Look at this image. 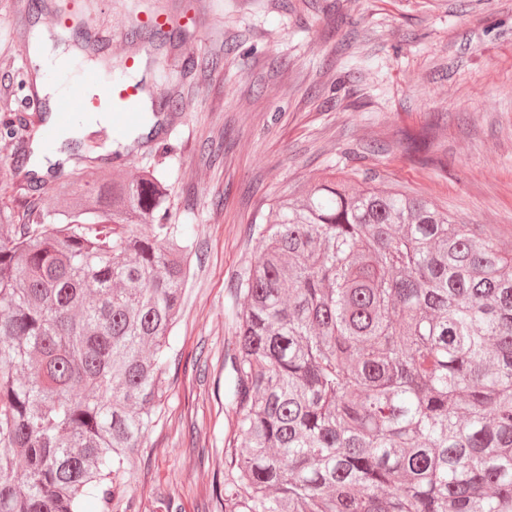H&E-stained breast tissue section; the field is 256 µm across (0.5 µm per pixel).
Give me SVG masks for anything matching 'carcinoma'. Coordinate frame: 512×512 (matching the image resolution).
I'll use <instances>...</instances> for the list:
<instances>
[{"mask_svg":"<svg viewBox=\"0 0 512 512\" xmlns=\"http://www.w3.org/2000/svg\"><path fill=\"white\" fill-rule=\"evenodd\" d=\"M401 148L445 166L428 129ZM358 177L251 228L224 512H512V255ZM27 188L0 185V512H139L114 496L140 478L194 242L155 169Z\"/></svg>","mask_w":512,"mask_h":512,"instance_id":"obj_1","label":"carcinoma"}]
</instances>
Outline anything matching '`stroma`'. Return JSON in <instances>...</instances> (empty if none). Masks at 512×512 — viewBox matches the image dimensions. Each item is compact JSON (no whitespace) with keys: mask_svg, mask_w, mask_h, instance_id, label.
I'll return each mask as SVG.
<instances>
[{"mask_svg":"<svg viewBox=\"0 0 512 512\" xmlns=\"http://www.w3.org/2000/svg\"><path fill=\"white\" fill-rule=\"evenodd\" d=\"M0 0V124L40 165L43 124L28 100L34 58L20 60L17 31L35 37L37 12L17 22ZM95 28L137 26L141 80L173 84L185 110L160 139L136 127L134 148L107 130L81 136L87 152L126 156L121 170L169 173V221L195 240L175 354L139 481L119 488L141 512H224V441L236 429L225 363L235 336L233 287L254 261L255 218L310 179L345 177L362 154L369 184L421 194L457 220L479 224L512 253V0H175L164 41L150 23L158 0H79ZM212 66L199 64L201 56ZM439 116L447 169L411 163L403 131ZM65 172L88 173L74 163Z\"/></svg>","mask_w":512,"mask_h":512,"instance_id":"stroma-1","label":"stroma"}]
</instances>
